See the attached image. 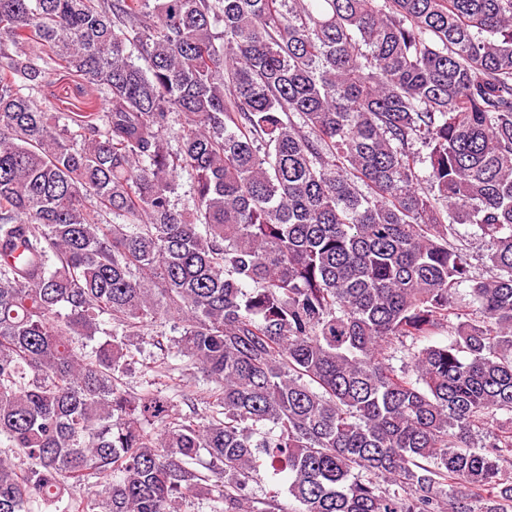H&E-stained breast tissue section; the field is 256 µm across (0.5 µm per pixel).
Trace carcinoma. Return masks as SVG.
<instances>
[{
  "mask_svg": "<svg viewBox=\"0 0 512 512\" xmlns=\"http://www.w3.org/2000/svg\"><path fill=\"white\" fill-rule=\"evenodd\" d=\"M2 436L0 512H512V0H0ZM46 93L50 99L60 106L62 101L64 106L71 107L72 105L69 103L79 106L82 105V102L87 101L88 98L85 89L80 84L70 80L56 82ZM147 342L141 345L140 353H136L137 362L129 367V370L122 376V382L133 391H140L143 377V366L151 363L160 351L152 345L151 336H145ZM286 482V477L284 474L278 476L277 479H272L270 473L261 468L257 482L251 484L253 494L256 497H265L276 490H281V494L279 495V501L286 512H290L288 509H293L296 507V503L292 500H288V494L284 492V486Z\"/></svg>",
  "mask_w": 512,
  "mask_h": 512,
  "instance_id": "1",
  "label": "carcinoma"
}]
</instances>
